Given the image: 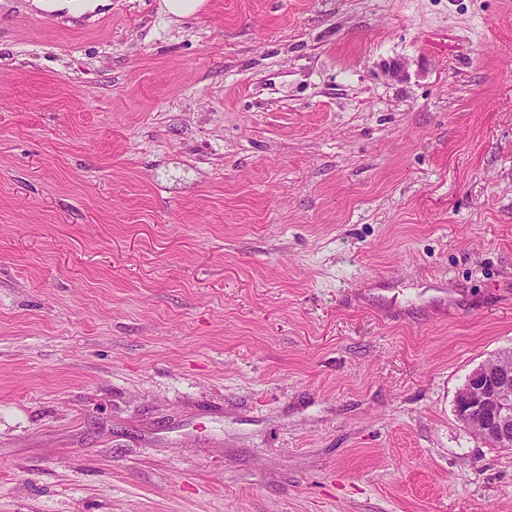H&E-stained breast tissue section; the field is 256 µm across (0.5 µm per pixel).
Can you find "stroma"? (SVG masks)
Here are the masks:
<instances>
[{
	"instance_id": "35a3bbf8",
	"label": "stroma",
	"mask_w": 512,
	"mask_h": 512,
	"mask_svg": "<svg viewBox=\"0 0 512 512\" xmlns=\"http://www.w3.org/2000/svg\"><path fill=\"white\" fill-rule=\"evenodd\" d=\"M508 350L512 0H0V512H512ZM458 419L467 427L512 448V370H494L487 363L474 369L455 400Z\"/></svg>"
}]
</instances>
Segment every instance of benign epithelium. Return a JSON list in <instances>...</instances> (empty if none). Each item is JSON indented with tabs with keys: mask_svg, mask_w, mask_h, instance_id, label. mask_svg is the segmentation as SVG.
<instances>
[{
	"mask_svg": "<svg viewBox=\"0 0 512 512\" xmlns=\"http://www.w3.org/2000/svg\"><path fill=\"white\" fill-rule=\"evenodd\" d=\"M458 419L512 448V370H494L483 364L468 376L455 400Z\"/></svg>",
	"mask_w": 512,
	"mask_h": 512,
	"instance_id": "benign-epithelium-1",
	"label": "benign epithelium"
}]
</instances>
